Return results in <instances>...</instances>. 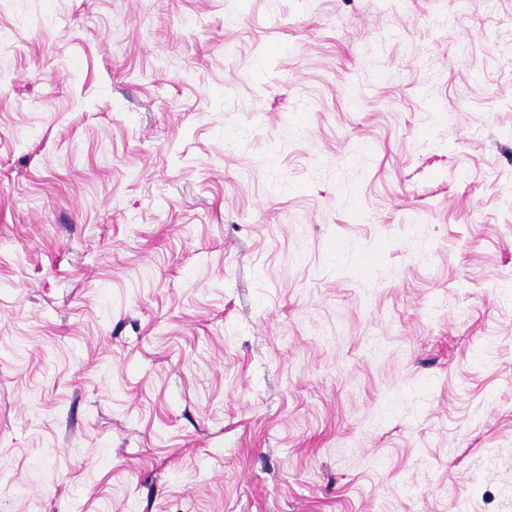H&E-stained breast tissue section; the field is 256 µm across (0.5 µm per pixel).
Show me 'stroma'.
<instances>
[{"mask_svg": "<svg viewBox=\"0 0 512 512\" xmlns=\"http://www.w3.org/2000/svg\"><path fill=\"white\" fill-rule=\"evenodd\" d=\"M0 512H512V0H0Z\"/></svg>", "mask_w": 512, "mask_h": 512, "instance_id": "1", "label": "stroma"}]
</instances>
